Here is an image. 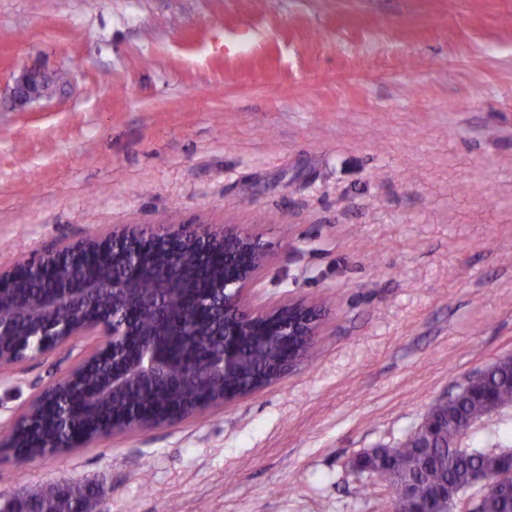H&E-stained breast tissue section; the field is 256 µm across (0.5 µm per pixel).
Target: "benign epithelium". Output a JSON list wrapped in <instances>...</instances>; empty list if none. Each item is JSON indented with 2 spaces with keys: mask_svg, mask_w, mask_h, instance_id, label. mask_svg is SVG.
Listing matches in <instances>:
<instances>
[{
  "mask_svg": "<svg viewBox=\"0 0 512 512\" xmlns=\"http://www.w3.org/2000/svg\"><path fill=\"white\" fill-rule=\"evenodd\" d=\"M49 91L44 76L37 72L23 74L14 87L20 103L38 99ZM167 237L179 239L190 249L204 254L243 255L247 263L231 277L219 281L207 298L196 304L201 309L217 306L224 311V339L201 370H188L172 352L170 337L176 335L174 324L160 316L155 327L140 334L134 355L127 367L110 372L85 397V411L96 412L102 405L112 402L136 385H155L177 377L186 384L224 380V372L235 365V353L240 337L249 334L257 324L269 327L277 336H298L300 341L290 347L276 369L281 376L296 364L310 348L325 316L322 310L303 300L276 305H255L247 294L265 264L269 244L261 238L230 226L214 224L172 225ZM155 239L129 226L112 229L103 238H88L51 252L34 254L22 264L11 269H0V348L12 340L19 327L27 330V344L22 359L48 348L46 337L63 336L66 342L81 336L97 333L105 337L102 347L86 351L83 359L94 358V365L101 368L115 358L134 335L133 323L140 309L151 303L186 305L188 284L183 266L178 259L163 265L153 279L152 293L142 288L140 271L146 250ZM118 254L120 265L112 281H100L90 270L95 259L109 252ZM41 281L42 290L37 296L22 295L18 288L32 281ZM103 293L112 295L111 307L94 316L91 326L74 330L71 317L78 308L92 311L96 299ZM36 406L28 407L14 422L21 433L35 431L38 418L52 413L63 425L55 440L48 444L46 453L53 448H73L87 442L70 427V411L66 404L45 392L35 399ZM448 411V401L438 400L426 413L416 431L425 440L435 437ZM420 484L412 482L406 489L407 498L402 512H427L419 497ZM474 493H468V489ZM470 488H460L451 493L438 494L436 512H478L477 501L485 495L512 497V454L499 457L497 470L475 473ZM0 512H42L37 503L24 498H13L0 507Z\"/></svg>",
  "mask_w": 512,
  "mask_h": 512,
  "instance_id": "obj_1",
  "label": "benign epithelium"
}]
</instances>
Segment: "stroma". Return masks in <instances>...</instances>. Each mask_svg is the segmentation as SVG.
I'll return each mask as SVG.
<instances>
[{
	"instance_id": "35a3bbf8",
	"label": "stroma",
	"mask_w": 512,
	"mask_h": 512,
	"mask_svg": "<svg viewBox=\"0 0 512 512\" xmlns=\"http://www.w3.org/2000/svg\"><path fill=\"white\" fill-rule=\"evenodd\" d=\"M512 0H0V269L132 224L271 246L252 294L326 310L273 384L27 462L95 512H387L395 446L512 355ZM27 70L67 84L18 104ZM99 336L0 369V428Z\"/></svg>"
}]
</instances>
